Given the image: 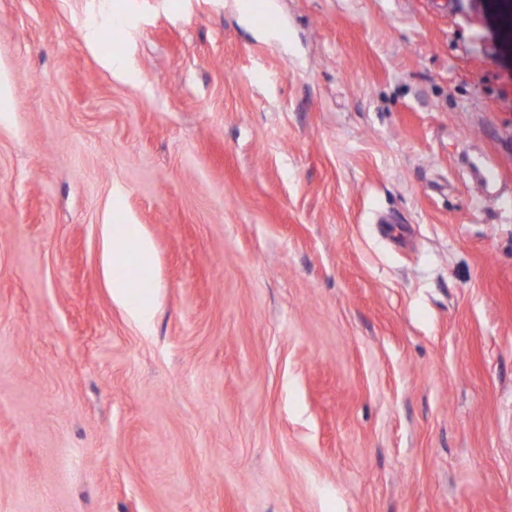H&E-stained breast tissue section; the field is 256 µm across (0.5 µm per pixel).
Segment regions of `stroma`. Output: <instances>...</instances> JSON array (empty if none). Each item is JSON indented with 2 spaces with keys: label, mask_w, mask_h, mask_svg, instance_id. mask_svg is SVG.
<instances>
[{
  "label": "stroma",
  "mask_w": 512,
  "mask_h": 512,
  "mask_svg": "<svg viewBox=\"0 0 512 512\" xmlns=\"http://www.w3.org/2000/svg\"><path fill=\"white\" fill-rule=\"evenodd\" d=\"M501 2L0 0V512H512ZM116 226V227H115ZM112 239L119 250L123 245H129L139 255L141 265L144 267L152 258V246L150 241L143 237L135 224L112 225ZM112 297L123 303L129 310L131 316L143 323L147 324L153 315L154 307L152 302L146 295L134 293V279L128 272L118 274V269L127 270L126 260L122 253L112 254Z\"/></svg>",
  "instance_id": "35a3bbf8"
}]
</instances>
